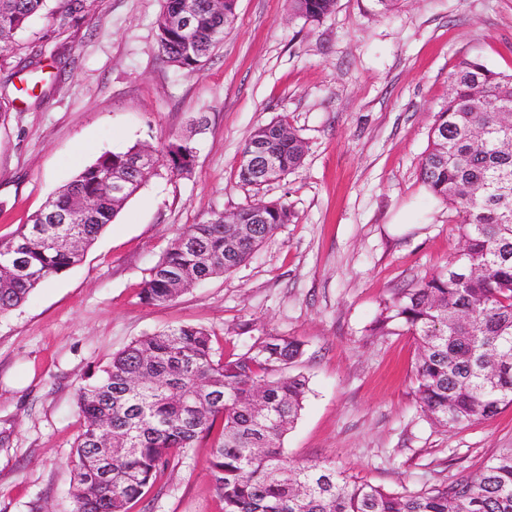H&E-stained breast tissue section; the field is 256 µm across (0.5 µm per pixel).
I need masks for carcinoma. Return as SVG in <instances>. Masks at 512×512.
<instances>
[{"label": "carcinoma", "mask_w": 512, "mask_h": 512, "mask_svg": "<svg viewBox=\"0 0 512 512\" xmlns=\"http://www.w3.org/2000/svg\"><path fill=\"white\" fill-rule=\"evenodd\" d=\"M46 0H0V32L17 35ZM224 12L211 0H165L157 21L162 56L188 70L202 65L224 41ZM93 0H59L55 18L70 28ZM288 12L309 23L333 12L336 0H285ZM188 12L193 26L180 31L168 16ZM446 105L433 115L422 182L448 206L463 249L446 265L395 292L373 330L405 332L417 345L415 392L424 413L440 427L487 421L512 405V73L480 60L461 59L449 77ZM480 90V100L474 90ZM480 111H471L474 102ZM262 147L276 156L280 179L299 168L304 139L283 119L253 129L236 167L244 186L267 181L252 171ZM194 146L186 139L161 149L148 146L107 151L59 188L30 223L0 242V264L16 271L0 276V316L25 303L35 289L74 266L128 200L142 187L135 162L152 159L167 172L188 176ZM125 195L112 192L115 178ZM80 198L95 207L79 223L46 224L50 213H70ZM237 223L217 213L180 233L150 269L142 298L161 305L188 289L246 263L292 213L280 202L257 198L235 212ZM303 353L292 336H266L244 352L224 358L202 327L179 325L140 336L112 356L100 373L79 387L83 420L69 465L74 512H128L165 471L191 448L211 441L209 470L223 512H512V448L493 455L474 475L423 491L393 493L352 480L329 466H304L284 452L298 420L308 378L288 373ZM112 434V462L99 472L103 432Z\"/></svg>", "instance_id": "1"}]
</instances>
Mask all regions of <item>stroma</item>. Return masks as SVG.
<instances>
[{
	"label": "stroma",
	"instance_id": "stroma-1",
	"mask_svg": "<svg viewBox=\"0 0 512 512\" xmlns=\"http://www.w3.org/2000/svg\"><path fill=\"white\" fill-rule=\"evenodd\" d=\"M164 0H94L63 30L44 13L19 33L0 96V241L105 151L196 147L190 177L151 176L81 262L0 317V512H72L76 394L139 336L189 324L239 353L294 336L310 391L284 441L299 464L416 492L478 472L512 448V406L434 425L414 392L411 336L370 325L394 289L443 267L462 240L420 166L459 58L512 72V0H337L310 24L284 0H237L234 25L200 68L160 56ZM281 118L303 164L262 191L236 166L251 131ZM293 214L253 258L165 306L141 283L175 236L255 196ZM408 211L411 221L394 223ZM209 442L190 449L130 512H221Z\"/></svg>",
	"mask_w": 512,
	"mask_h": 512
}]
</instances>
